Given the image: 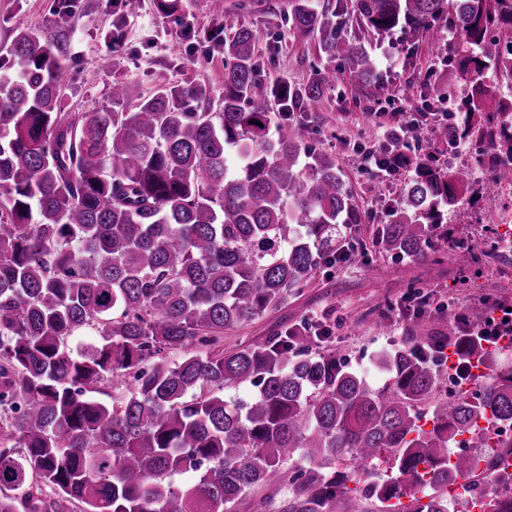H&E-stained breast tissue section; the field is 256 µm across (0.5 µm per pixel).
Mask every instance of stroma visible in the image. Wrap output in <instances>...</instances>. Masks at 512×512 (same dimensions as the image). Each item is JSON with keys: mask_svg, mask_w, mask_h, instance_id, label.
Wrapping results in <instances>:
<instances>
[{"mask_svg": "<svg viewBox=\"0 0 512 512\" xmlns=\"http://www.w3.org/2000/svg\"><path fill=\"white\" fill-rule=\"evenodd\" d=\"M333 26L360 42L378 61L376 82H355L347 64L331 58L319 35L294 36L292 0H224L215 13L212 0H180L176 12L156 8V0H136L124 9L121 0H75L72 13L58 18L59 0H0V55H6L16 21L52 36L61 43L72 89L64 102L68 112L108 110L114 83L129 87L127 105L152 94L160 85L203 83L219 105L224 91L225 35L240 25L257 32L260 76L267 82L303 86L321 80L316 106L283 115L281 104L271 107V133L288 134L294 125L306 128L311 153L330 157L352 194L361 222L356 227L358 257L316 272L307 288L288 302L224 333V348L232 351L263 341L301 319L310 318L331 329L329 345L348 364L370 374L373 383L386 377L376 371L375 356L407 336L410 321H385L381 313L391 302L411 292L431 294L440 311L422 315L423 332L432 334L448 321L445 304L463 308L496 300L512 302V266L501 268L488 258L479 273L460 280L449 238L483 248V228L493 210L512 211V187L497 192L495 209H488L482 188L487 170L475 168L465 214L449 213L434 232L424 255L410 258L379 252L373 245L378 225L402 203L414 169L406 167L392 184L371 182L358 168L357 149L370 145L377 131L375 111L392 112V98L401 96L422 112L459 113L469 86L457 63L467 46L447 21L431 24L416 36L398 31L377 33L360 23L356 0H319ZM120 44H113V35ZM386 332H379L380 323Z\"/></svg>", "mask_w": 512, "mask_h": 512, "instance_id": "35a3bbf8", "label": "stroma"}]
</instances>
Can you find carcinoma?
Segmentation results:
<instances>
[{
	"label": "carcinoma",
	"instance_id": "cac0c4a2",
	"mask_svg": "<svg viewBox=\"0 0 512 512\" xmlns=\"http://www.w3.org/2000/svg\"><path fill=\"white\" fill-rule=\"evenodd\" d=\"M377 32L413 35L447 20L477 52L461 57L470 94L457 121L416 128L419 140L490 139L512 152L509 104L483 80H512V0H356ZM293 34L369 84L375 59L330 31L317 0H295ZM255 30L224 40V92L163 85L125 112H64L63 55L17 22L0 57V512H235L247 491L285 480L276 512H449L448 487L482 512H512V474L452 450L485 448L484 424L512 423V363L492 383L487 349L459 324L412 330L381 351L375 389L307 321L237 352L224 330L288 302L336 263L344 229L360 223L336 163L305 151V131L275 138L267 106L314 104L320 84H267ZM467 168L423 157L380 252L420 255ZM512 185L503 163L486 188ZM89 331L81 348L72 337ZM468 362L453 401L437 395L433 348ZM243 384L254 391L231 393ZM432 422V430L422 424ZM495 476L501 493L481 486ZM428 501L421 502V497ZM409 497L401 507L392 499Z\"/></svg>",
	"mask_w": 512,
	"mask_h": 512
}]
</instances>
